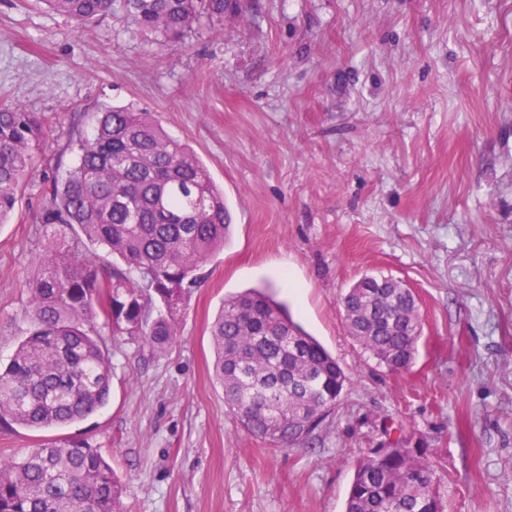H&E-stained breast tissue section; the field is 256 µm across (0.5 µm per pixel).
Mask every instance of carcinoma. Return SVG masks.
<instances>
[{
  "label": "carcinoma",
  "mask_w": 512,
  "mask_h": 512,
  "mask_svg": "<svg viewBox=\"0 0 512 512\" xmlns=\"http://www.w3.org/2000/svg\"><path fill=\"white\" fill-rule=\"evenodd\" d=\"M39 2L77 26L119 6L159 47L177 45L203 14L216 22L245 16L240 0ZM47 124L36 112L0 106V224L15 211ZM43 195L35 222L54 230L56 244L35 259L33 329L0 365V423L35 430L76 423L109 399L111 362L91 317L155 350L173 341L174 314L231 223L224 192L195 152L132 104L97 113L93 138L79 141L64 174L44 179ZM75 226L135 276L80 257L63 236ZM371 278L384 286L358 284L341 297L345 326L388 370L406 371L423 332L417 298L392 276H363ZM153 296L163 308L150 320L144 300ZM210 335L224 405L252 434L299 443L335 408L346 375L260 291L225 300ZM437 485L435 467L397 439L356 464L345 512H448ZM121 496L112 467L87 444L30 448L0 468V512H124Z\"/></svg>",
  "instance_id": "carcinoma-1"
}]
</instances>
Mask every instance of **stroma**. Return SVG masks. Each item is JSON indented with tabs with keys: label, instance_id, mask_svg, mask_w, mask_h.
<instances>
[{
	"label": "stroma",
	"instance_id": "35a3bbf8",
	"mask_svg": "<svg viewBox=\"0 0 512 512\" xmlns=\"http://www.w3.org/2000/svg\"><path fill=\"white\" fill-rule=\"evenodd\" d=\"M173 48L118 10L76 27L0 0V105L44 115L46 143L0 224V362L31 326L52 229L43 177L97 112L131 104L188 144L232 232L155 351L93 325L108 405L60 429L0 425V462L44 444L98 448L125 512H344L354 468L402 439L438 467L450 512H512V0H249ZM366 273L420 303L412 368L349 334L340 298ZM257 288L336 359L346 383L307 441L250 434L212 377L210 326Z\"/></svg>",
	"mask_w": 512,
	"mask_h": 512
}]
</instances>
